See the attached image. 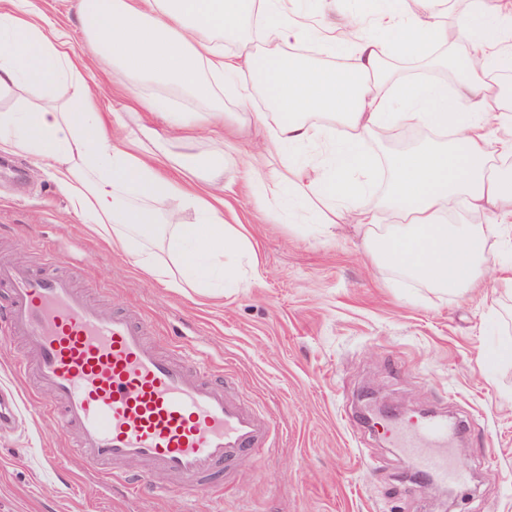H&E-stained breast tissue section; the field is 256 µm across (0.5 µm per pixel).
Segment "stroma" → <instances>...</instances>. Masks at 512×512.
I'll use <instances>...</instances> for the list:
<instances>
[{
    "label": "stroma",
    "mask_w": 512,
    "mask_h": 512,
    "mask_svg": "<svg viewBox=\"0 0 512 512\" xmlns=\"http://www.w3.org/2000/svg\"><path fill=\"white\" fill-rule=\"evenodd\" d=\"M141 91L114 73L101 109L139 130ZM262 109L256 98L225 100L226 135L201 133L191 149L225 157L224 217L255 251L247 287L213 296L148 276L93 235L44 162L23 154L0 156V252L37 269L58 254L60 272L96 286L105 310L141 311L160 351L227 371L233 394L276 423L275 447L237 468L220 503L187 495L162 471L139 496L108 489L16 373L15 341L0 347V385L21 409L16 429L0 434V512H439L407 478L406 456L348 423L366 387L467 420L455 456L472 481L452 510L512 512V365L495 358L512 336V296L499 279L512 255L490 238L478 288L456 296L374 261L352 221L327 229L262 215L237 156L260 147L250 120Z\"/></svg>",
    "instance_id": "obj_1"
}]
</instances>
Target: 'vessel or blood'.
Instances as JSON below:
<instances>
[{
	"mask_svg": "<svg viewBox=\"0 0 512 512\" xmlns=\"http://www.w3.org/2000/svg\"><path fill=\"white\" fill-rule=\"evenodd\" d=\"M0 312L9 337H21L17 365L47 412L105 482L140 481L137 465L180 478L185 493L221 496L220 477L260 459L272 423L211 378L197 362L151 343V323L134 310L104 312L91 287L62 273L0 262ZM457 424L421 417L388 425L391 446L414 458L436 483L465 484L451 451Z\"/></svg>",
	"mask_w": 512,
	"mask_h": 512,
	"instance_id": "1",
	"label": "vessel or blood"
}]
</instances>
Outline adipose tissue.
I'll list each match as a JSON object with an SVG mask.
<instances>
[{"label":"adipose tissue","instance_id":"obj_1","mask_svg":"<svg viewBox=\"0 0 512 512\" xmlns=\"http://www.w3.org/2000/svg\"><path fill=\"white\" fill-rule=\"evenodd\" d=\"M482 2L471 0L453 25L443 0H384L328 26L294 0H76L81 53L62 28L34 20L32 0H0V100L11 102L0 107V152L46 161L72 211L149 276L206 288L237 280L224 262L228 250L252 251L219 207L224 162L195 160L159 139L146 153L121 144L99 108L101 78L117 70L150 82L145 107L170 113L186 143L212 124L225 97L245 102L259 93L269 105L256 115L265 149L243 167L249 183L269 186L265 206L284 199L319 224L353 220L370 257L459 294L476 287L489 238L512 231V177L493 168L512 157V107L488 78L493 66L512 67V0L490 10ZM228 37L236 41L230 53ZM290 42L317 44L348 65L309 62L286 51ZM452 42L464 46L456 88L384 67L390 59L445 65ZM175 94L202 106L172 110ZM400 125L448 139L386 156L387 195L369 199L378 158L367 143ZM165 166L187 170L190 180L163 176ZM162 200L192 211L194 223L159 216ZM459 201L485 214V224L449 223ZM387 215L396 224L383 226Z\"/></svg>","mask_w":512,"mask_h":512}]
</instances>
